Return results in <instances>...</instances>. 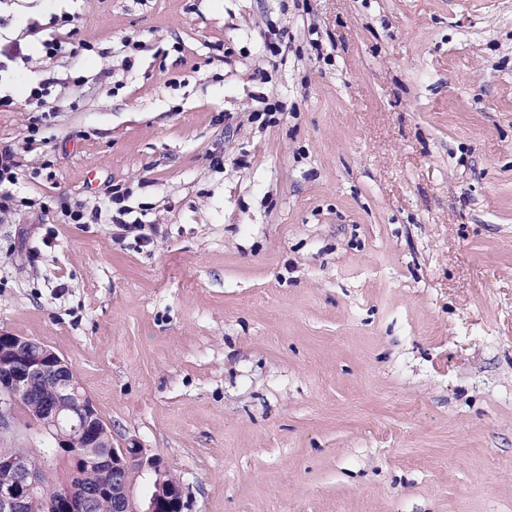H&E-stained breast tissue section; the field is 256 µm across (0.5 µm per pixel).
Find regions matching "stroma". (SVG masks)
<instances>
[{"mask_svg":"<svg viewBox=\"0 0 512 512\" xmlns=\"http://www.w3.org/2000/svg\"><path fill=\"white\" fill-rule=\"evenodd\" d=\"M7 146L18 196L130 191L150 245L0 215V331L184 512H512V0H0Z\"/></svg>","mask_w":512,"mask_h":512,"instance_id":"35a3bbf8","label":"stroma"}]
</instances>
